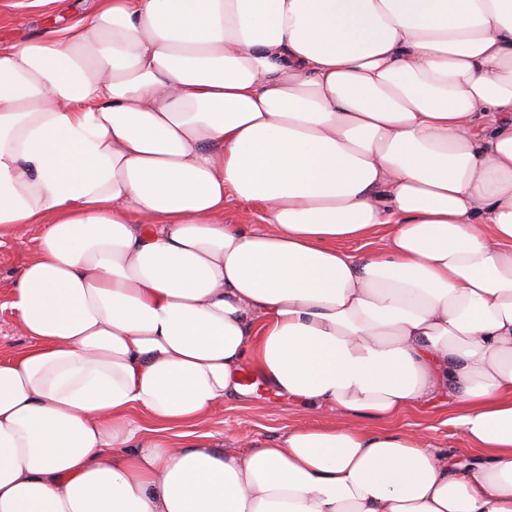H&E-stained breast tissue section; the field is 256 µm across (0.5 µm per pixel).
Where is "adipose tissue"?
I'll use <instances>...</instances> for the list:
<instances>
[{"mask_svg": "<svg viewBox=\"0 0 512 512\" xmlns=\"http://www.w3.org/2000/svg\"><path fill=\"white\" fill-rule=\"evenodd\" d=\"M35 224L0 512H512V0H98L0 47ZM260 390L391 426L187 433ZM437 395L468 453L398 427ZM226 217L232 224H258V210L246 202L233 201L227 204Z\"/></svg>", "mask_w": 512, "mask_h": 512, "instance_id": "obj_1", "label": "adipose tissue"}]
</instances>
